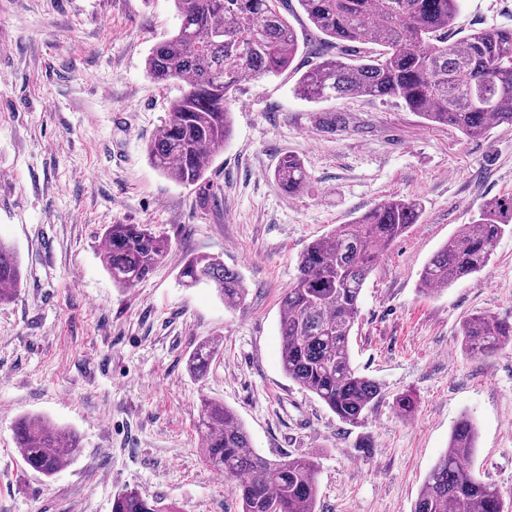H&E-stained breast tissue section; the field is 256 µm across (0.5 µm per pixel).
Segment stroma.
<instances>
[{"label": "stroma", "instance_id": "obj_1", "mask_svg": "<svg viewBox=\"0 0 512 512\" xmlns=\"http://www.w3.org/2000/svg\"><path fill=\"white\" fill-rule=\"evenodd\" d=\"M177 25L172 0H0V241L22 272L0 304V512H112L127 489L169 512H239L235 478L201 459L204 397L236 412L258 455L316 456L317 512H412L464 416L478 429L474 470L512 498V350L470 357L458 333L470 314L512 321V232L480 273L419 290L479 205L512 196V126L467 139L395 100L321 106L294 95L288 71L242 83L229 142L185 187L146 155L179 89H159L144 63ZM482 27L511 28L512 0H462L456 36ZM336 107L343 126H324ZM287 154L309 176L293 195L273 180ZM391 196L424 208L363 288L351 361L384 396L351 424L283 372L280 298L310 242ZM111 224L170 242L136 287L103 267ZM200 255L240 274L243 305L182 284ZM204 338L217 355L198 380L186 362ZM24 415L77 434L56 476L25 465L13 434Z\"/></svg>", "mask_w": 512, "mask_h": 512}]
</instances>
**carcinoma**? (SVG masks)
<instances>
[{"label": "carcinoma", "instance_id": "obj_1", "mask_svg": "<svg viewBox=\"0 0 512 512\" xmlns=\"http://www.w3.org/2000/svg\"><path fill=\"white\" fill-rule=\"evenodd\" d=\"M178 29L151 48L149 80L161 88L183 84L146 145L151 165L176 183L204 182L212 158L232 134L231 102L246 80L287 70L300 73L295 93L311 102L394 98L423 119L476 137L493 125H512V28H475L453 39L460 0H298L318 32L316 57L305 71L293 66L299 35L281 7L288 0H173ZM274 181L289 194L308 181L301 159L283 157ZM423 211L416 198L392 197L349 224H338L298 256L297 275L281 296L280 359L284 373L340 420L355 422L383 397L381 384L360 375L349 339L360 296L380 252ZM512 222V199L485 201L478 215L428 261L422 292L441 291L480 272ZM102 263L120 288H133L165 259L170 244L148 224H111ZM188 287L207 284L224 304L238 306L247 288L215 257L188 259L180 273ZM21 271L13 250L0 244V303L13 299ZM466 354L492 356L512 348V323L490 314L463 318ZM217 354L213 339L197 343L189 373L206 375ZM198 430L202 460L236 478L241 512H316L318 461L313 456L268 460L257 455L236 413L202 400ZM15 441L25 464L56 475L65 455L79 449L70 431L34 416L21 418ZM477 428L467 416L451 431L448 448L431 469L413 512H512V502L470 465ZM112 512H160L135 490L115 495Z\"/></svg>", "mask_w": 512, "mask_h": 512}]
</instances>
